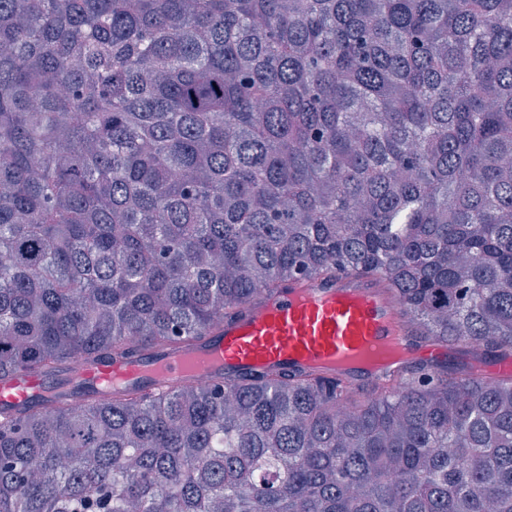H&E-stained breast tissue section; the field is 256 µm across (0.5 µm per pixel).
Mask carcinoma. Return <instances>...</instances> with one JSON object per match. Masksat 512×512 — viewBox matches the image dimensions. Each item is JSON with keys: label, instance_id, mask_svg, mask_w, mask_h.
I'll return each instance as SVG.
<instances>
[{"label": "carcinoma", "instance_id": "1", "mask_svg": "<svg viewBox=\"0 0 512 512\" xmlns=\"http://www.w3.org/2000/svg\"><path fill=\"white\" fill-rule=\"evenodd\" d=\"M367 277L477 363L84 371ZM512 0H0V512H512ZM42 380L36 376L20 375L10 384L0 386V400L22 402L31 395L41 392Z\"/></svg>", "mask_w": 512, "mask_h": 512}]
</instances>
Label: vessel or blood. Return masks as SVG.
Here are the masks:
<instances>
[{
	"instance_id": "obj_1",
	"label": "vessel or blood",
	"mask_w": 512,
	"mask_h": 512,
	"mask_svg": "<svg viewBox=\"0 0 512 512\" xmlns=\"http://www.w3.org/2000/svg\"><path fill=\"white\" fill-rule=\"evenodd\" d=\"M403 323L399 307L370 280L340 276L327 284L291 282L225 324L217 341L170 354L158 363L101 364L88 376L106 387L146 375L181 382L204 380L225 368L259 371L279 366L333 378L387 349L405 357ZM42 388L40 378L22 375L0 386V400L21 402Z\"/></svg>"
}]
</instances>
